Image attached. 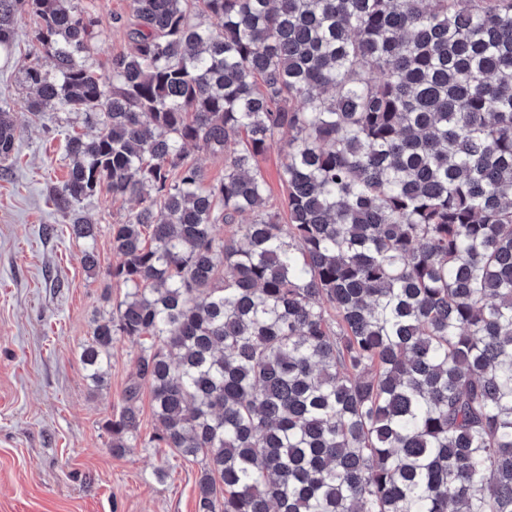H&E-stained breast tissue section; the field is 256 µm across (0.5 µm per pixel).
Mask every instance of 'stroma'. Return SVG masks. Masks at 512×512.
<instances>
[{"mask_svg": "<svg viewBox=\"0 0 512 512\" xmlns=\"http://www.w3.org/2000/svg\"><path fill=\"white\" fill-rule=\"evenodd\" d=\"M95 20V63L109 72L128 54L131 0H83ZM26 33L0 57V101L20 130L18 156L0 173V512H196L200 467L167 448L113 454L105 424L135 374L136 346L121 338L101 388L85 378L80 354L97 319L125 293L109 268L112 225L130 202L102 192L80 213L97 224L96 270L81 262L70 220L56 212L52 187L65 180L61 112L33 115L21 84ZM55 227L52 235L43 225Z\"/></svg>", "mask_w": 512, "mask_h": 512, "instance_id": "stroma-1", "label": "stroma"}]
</instances>
